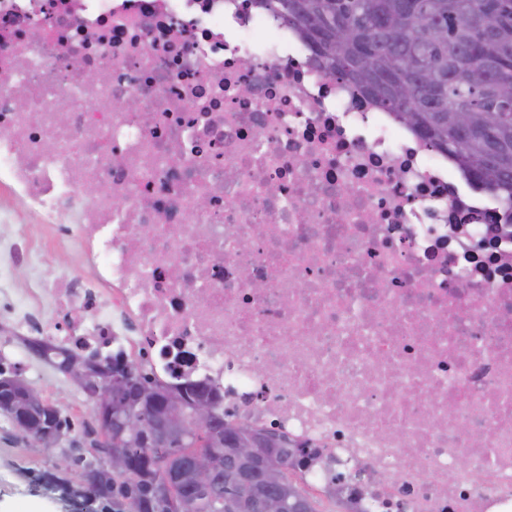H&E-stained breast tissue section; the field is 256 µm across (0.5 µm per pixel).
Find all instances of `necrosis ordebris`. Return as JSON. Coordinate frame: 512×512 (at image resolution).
Returning a JSON list of instances; mask_svg holds the SVG:
<instances>
[{
  "mask_svg": "<svg viewBox=\"0 0 512 512\" xmlns=\"http://www.w3.org/2000/svg\"><path fill=\"white\" fill-rule=\"evenodd\" d=\"M507 214L251 0H0V326L210 383L339 512H512Z\"/></svg>",
  "mask_w": 512,
  "mask_h": 512,
  "instance_id": "1",
  "label": "necrosis or debris"
}]
</instances>
